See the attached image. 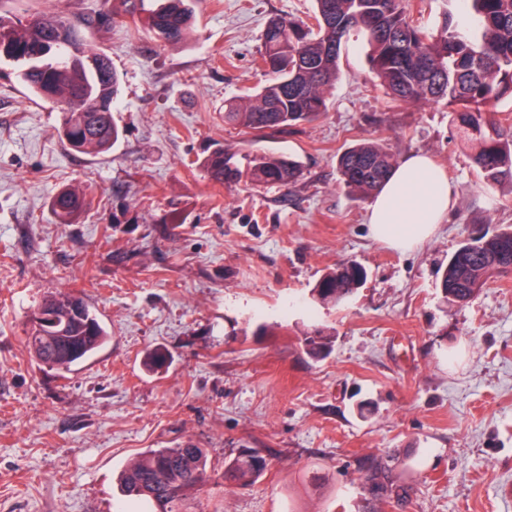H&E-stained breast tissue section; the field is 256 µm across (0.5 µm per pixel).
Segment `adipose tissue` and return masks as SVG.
<instances>
[{"label":"adipose tissue","instance_id":"adipose-tissue-1","mask_svg":"<svg viewBox=\"0 0 512 512\" xmlns=\"http://www.w3.org/2000/svg\"><path fill=\"white\" fill-rule=\"evenodd\" d=\"M454 191L445 173L422 155L394 168L368 213L373 238L407 251L431 239L448 214Z\"/></svg>","mask_w":512,"mask_h":512}]
</instances>
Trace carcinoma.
I'll return each mask as SVG.
<instances>
[{
	"label": "carcinoma",
	"instance_id": "cac0c4a2",
	"mask_svg": "<svg viewBox=\"0 0 512 512\" xmlns=\"http://www.w3.org/2000/svg\"><path fill=\"white\" fill-rule=\"evenodd\" d=\"M147 25L168 43L186 38L194 21V0H156ZM432 24L411 16L408 0H315V24L288 17L268 21L261 60L272 74L255 94L224 102V124L252 134L284 131L317 119L327 110V90L338 74L342 46L360 34L380 85L394 101L446 102L454 108L461 137L472 143V163L486 184L512 183V123L490 106L512 94V0H452ZM0 62L17 65V78L35 97L61 112L60 134L69 147L85 154L107 152L123 135L113 112L120 92L109 58L83 48L78 32L62 16L36 17L26 23L0 14ZM245 163L218 148L199 160L213 182L286 187L302 175L291 156L246 154ZM396 167L394 156L376 140L342 152L337 169L347 192L365 199L379 192ZM82 206L80 194L61 191L53 210L63 221ZM512 270V226L477 232L450 256L442 271L444 298L468 303L495 274ZM364 278L356 264L326 272L312 290L323 305L346 303ZM71 295L44 302L31 316L26 347L36 361L71 371L109 341L108 332L89 306L77 309ZM315 360L332 350L321 330L304 336ZM394 455L359 463L364 512L401 506L408 489L396 473ZM205 449L188 441L177 448L142 452L120 472L122 503L138 512H183V502L206 479ZM267 458L242 448L224 460V482L251 485L265 474Z\"/></svg>",
	"mask_w": 512,
	"mask_h": 512
}]
</instances>
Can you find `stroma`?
<instances>
[{
	"label": "stroma",
	"instance_id": "1",
	"mask_svg": "<svg viewBox=\"0 0 512 512\" xmlns=\"http://www.w3.org/2000/svg\"><path fill=\"white\" fill-rule=\"evenodd\" d=\"M112 0H0L25 19L57 13L112 62L124 133L112 150L69 149L61 115L0 63V512H115L136 453L193 442L211 460L187 512H361L358 460L394 453L409 498L381 512H512V273L464 306L440 266L473 229L512 225V184L488 188L444 103L391 101L351 38L316 120L273 134L224 125V102L252 93L270 19L311 21L314 0H196L190 34L167 44ZM376 139L396 160L422 154L454 202L438 233L399 251L374 240L370 200L343 188L336 159ZM299 159L286 187L214 184L216 148ZM76 188L70 223L52 210ZM366 273L340 308L313 302L328 270ZM83 297L110 335L62 372L24 342L34 310ZM319 328L331 354L310 358ZM166 363L146 371L148 352ZM372 410L359 416L356 404ZM268 459L248 486L224 459ZM306 353L315 360L325 358L332 350V341L329 335L322 330L307 333L303 339ZM267 458L257 448L240 449L233 457L224 460V483L251 485L265 474Z\"/></svg>",
	"mask_w": 512,
	"mask_h": 512
}]
</instances>
